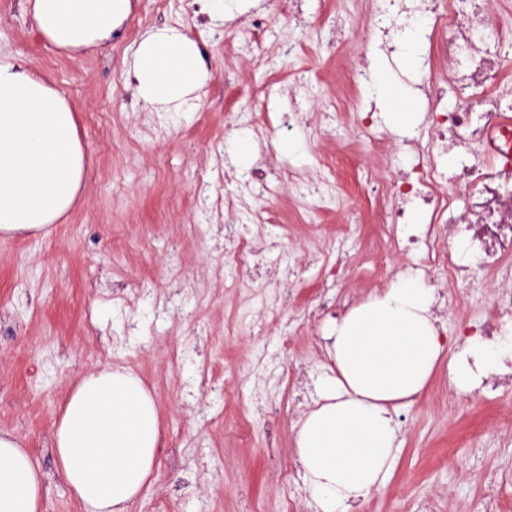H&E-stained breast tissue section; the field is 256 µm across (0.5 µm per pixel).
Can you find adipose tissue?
<instances>
[{"label":"adipose tissue","mask_w":512,"mask_h":512,"mask_svg":"<svg viewBox=\"0 0 512 512\" xmlns=\"http://www.w3.org/2000/svg\"><path fill=\"white\" fill-rule=\"evenodd\" d=\"M59 50L111 37L130 0H25ZM135 91L168 112L193 109L209 74L197 43L173 27L145 33L131 62ZM85 155L74 113L25 61H0V233L42 231L72 209ZM435 298L406 275L331 324V362L319 399L296 426L295 450L315 512H354L388 485L402 451L398 416L445 369L459 395L512 363V324L488 340L446 346ZM62 475L83 512H127L146 487L159 448V413L125 368L92 371L72 392L55 430ZM44 476L20 439L0 430V512H42Z\"/></svg>","instance_id":"1"}]
</instances>
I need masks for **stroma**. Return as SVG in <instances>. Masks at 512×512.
I'll use <instances>...</instances> for the list:
<instances>
[{
    "label": "stroma",
    "instance_id": "obj_1",
    "mask_svg": "<svg viewBox=\"0 0 512 512\" xmlns=\"http://www.w3.org/2000/svg\"><path fill=\"white\" fill-rule=\"evenodd\" d=\"M110 41L71 54L40 34L22 0H0V55L20 57L74 110L85 153V180L61 223L42 232L0 235V429L17 434L45 476L43 512H82L59 474L54 431L75 384L105 366L133 370L156 398L160 445L175 461H158L150 484L128 512H152L156 500L176 512H235L239 495L263 512H281V493L265 468L268 450L291 452L295 426L313 400H296L292 379L270 378L265 393L285 414L267 423L259 413L241 422L237 405L192 388L203 370L234 373L254 385L256 352L287 356L314 381L329 359L314 346L325 320L304 321L297 336L278 326L301 315L320 288L324 241L346 237L342 288L364 298L396 278L394 264L375 270L385 252L376 202L364 168L388 176L390 142L419 136L427 105L417 84L431 59L423 37L417 62L389 55L370 36L374 0H243L237 16L218 23L199 0H131ZM187 32L211 77L198 108L153 110L132 96V53L149 30ZM307 74V120L297 123L287 97L263 101L259 89L288 88ZM400 90L418 121L398 127L370 86L377 75ZM348 100L337 128L321 112ZM376 105L380 124L363 127ZM250 149L239 160L236 145ZM336 161L334 203L309 210L294 182L317 177L320 159ZM268 163L281 183L276 194L240 195L237 176ZM279 251L251 258L235 288L224 285V251L258 237L266 225ZM292 287L291 302L269 307L264 288ZM466 310L448 305L437 324L448 335L461 321L492 312L495 287L473 276L450 285ZM438 372L399 416L403 450L387 488L359 512H410L411 499L434 501L436 512H464L485 489V477L512 468L501 446L512 433V390L449 398Z\"/></svg>",
    "mask_w": 512,
    "mask_h": 512
}]
</instances>
